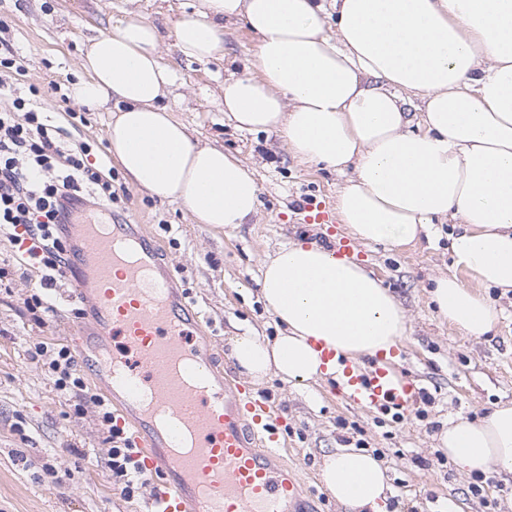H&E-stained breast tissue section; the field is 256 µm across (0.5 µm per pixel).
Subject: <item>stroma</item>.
Segmentation results:
<instances>
[{"label":"stroma","instance_id":"stroma-1","mask_svg":"<svg viewBox=\"0 0 512 512\" xmlns=\"http://www.w3.org/2000/svg\"><path fill=\"white\" fill-rule=\"evenodd\" d=\"M192 0H0L23 76L0 66V79L18 83L20 93L36 88L51 125L90 144L93 161L112 169L121 193L100 223L146 225L162 245V262L174 267L210 336L216 366L230 356L233 336L249 330L274 337L279 327L266 310L258 285L264 255L292 240L335 245L340 227L306 219V206L333 209L345 175L293 157L276 133H248L224 117L220 87L242 75L253 59L257 38L244 22L224 27V50L206 63L179 56L164 44L161 57L175 75L173 116L194 139L222 146L250 167L260 187V206L249 223L214 228L195 223L176 201L160 200L125 176L109 152L110 111L73 104L69 88L81 73V51L89 36L107 32L134 12L169 32ZM439 224L432 238L396 248L356 245L354 258L390 289L408 318L400 347L402 364L420 376L430 396L422 416L400 420L345 405L332 383L300 391L271 377L254 390L278 409L288 458L298 464L314 512H343L324 491L318 466L338 447L378 453L388 469L392 512H512V484L482 482L457 471L437 448V435L458 415L481 418L512 402V297L496 289L484 294L501 317L489 336L474 340L442 321L428 303L433 278L454 272L449 236ZM64 281L45 287L15 242L0 234V512H151V489L125 498L107 465V428L101 410L79 395H61L49 364L56 348L78 353V329L88 324L81 301H66ZM50 297L55 313L35 319L32 295ZM44 343V355L35 346Z\"/></svg>","mask_w":512,"mask_h":512}]
</instances>
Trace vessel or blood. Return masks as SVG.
Masks as SVG:
<instances>
[{"mask_svg":"<svg viewBox=\"0 0 512 512\" xmlns=\"http://www.w3.org/2000/svg\"><path fill=\"white\" fill-rule=\"evenodd\" d=\"M65 237L74 263L62 278L91 302L101 341L80 364L107 369L115 423L132 430L141 470L163 485L152 512H309L270 405L214 368L198 314L142 225L69 224ZM323 357L335 360L342 398L357 408L406 417L423 393L417 376L385 357Z\"/></svg>","mask_w":512,"mask_h":512,"instance_id":"obj_1","label":"vessel or blood"}]
</instances>
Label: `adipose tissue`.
Instances as JSON below:
<instances>
[{
	"label": "adipose tissue",
	"instance_id": "1",
	"mask_svg": "<svg viewBox=\"0 0 512 512\" xmlns=\"http://www.w3.org/2000/svg\"><path fill=\"white\" fill-rule=\"evenodd\" d=\"M238 20L258 49L251 73L224 82L225 116L238 130L281 135L301 161L353 170L336 211L354 241L408 245L453 220L457 273L436 278L429 297L466 337L486 336L501 314L482 288L512 293V0H198L173 22V46L207 61L225 22ZM161 39L134 14L89 39L70 96L111 108L109 150L140 189L200 224L247 223L259 185L173 117ZM259 284L281 331L232 338L230 356L252 382L332 380L323 349L373 357L406 334L404 310L374 272L317 241L280 246ZM437 442L461 472L512 477V404L450 420ZM320 479L345 512L389 510L387 469L368 453L335 449Z\"/></svg>",
	"mask_w": 512,
	"mask_h": 512
}]
</instances>
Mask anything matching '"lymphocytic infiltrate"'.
<instances>
[{"mask_svg": "<svg viewBox=\"0 0 512 512\" xmlns=\"http://www.w3.org/2000/svg\"><path fill=\"white\" fill-rule=\"evenodd\" d=\"M87 143H74L61 128L46 124L35 96H19L9 111H0V232L9 235L43 271L51 284L64 264L66 245L60 236L71 223L83 198L111 209L117 198L111 180L89 163ZM108 426V466L125 497L145 486L146 476L121 429L113 427L111 411H103Z\"/></svg>", "mask_w": 512, "mask_h": 512, "instance_id": "f902f5d3", "label": "lymphocytic infiltrate"}]
</instances>
